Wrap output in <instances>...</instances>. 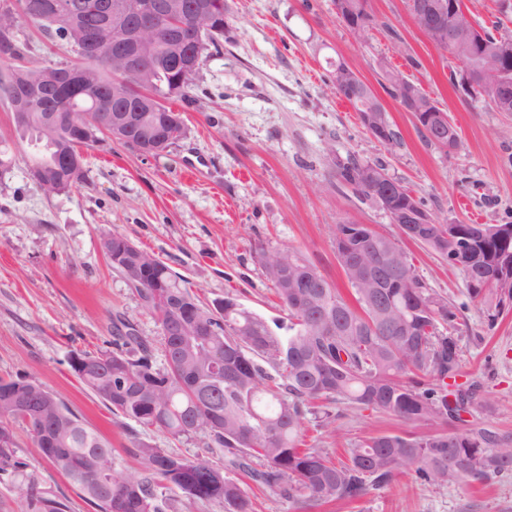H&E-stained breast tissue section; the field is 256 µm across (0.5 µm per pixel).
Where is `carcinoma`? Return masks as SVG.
Listing matches in <instances>:
<instances>
[{"instance_id":"obj_1","label":"carcinoma","mask_w":512,"mask_h":512,"mask_svg":"<svg viewBox=\"0 0 512 512\" xmlns=\"http://www.w3.org/2000/svg\"><path fill=\"white\" fill-rule=\"evenodd\" d=\"M85 5L89 26L106 0H9L0 5V91L40 97L57 87L52 111L59 120L58 139L39 142L42 117L15 122L29 139V172L49 193L67 191L72 160H84L85 149L101 141L112 99L136 105L148 120L164 127L177 119L176 138L185 135L180 113L166 105L187 99L190 87L177 89L168 61L170 33L161 31L147 64L154 71L149 87L119 71L122 49L99 45L94 33L77 46L64 35L70 22L68 3ZM209 20L196 37L201 60L208 47L227 40L228 0H208ZM341 20L354 25L374 23L367 0H348ZM36 28L50 42L61 41L75 61L53 67L27 59L29 45L18 23ZM336 94L356 111L372 89L354 71L334 79ZM427 140L440 149L459 147L455 127L443 114L439 124L422 123ZM383 166L349 161L338 166L345 183L381 208L415 209L409 189L383 200L369 189L370 174ZM403 234L439 255L466 276L470 298L496 300L501 311L512 303V288L492 280L512 257V241L497 237L490 224L403 225ZM463 237L469 250L454 255L449 239ZM336 251L357 252L387 264L389 287L378 291L350 274L355 303L347 302L326 277L297 250L263 252L260 262L275 294L288 310V323L272 329L257 314L231 297L210 306L154 255L139 257L152 264L146 280L132 283L158 326L164 366L151 359L152 338L116 318V348L77 352L78 379L112 410L145 428L175 438L204 433L222 459H185L152 444L135 441L130 454L141 468L119 473L112 448L57 396L41 385L0 379V471L11 469L25 489V512H69L68 505L15 459L14 426L32 435L48 428L57 442L43 448L47 461L81 493L95 512H167L164 490L190 500L216 501L224 512H251L247 489L237 477L245 473L256 485L287 501L298 512L321 504L361 499L389 486L399 475L439 490L464 480L480 483L512 471V435L494 427H462V414L487 411L478 386L448 389L461 369V348L454 336L458 308L433 292L417 275L408 255L393 240L357 224H338ZM341 403L351 409H372L401 421L456 427L425 435L385 433L368 436L345 449L346 460L333 462L322 448H306V423L336 431L340 414L317 402Z\"/></svg>"}]
</instances>
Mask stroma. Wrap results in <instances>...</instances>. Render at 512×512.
Masks as SVG:
<instances>
[{"mask_svg": "<svg viewBox=\"0 0 512 512\" xmlns=\"http://www.w3.org/2000/svg\"><path fill=\"white\" fill-rule=\"evenodd\" d=\"M230 42L209 50L187 100H171L185 137L159 154L109 140L86 149L84 177L45 193L25 160L0 174V378L40 384L67 402L106 440L118 471L139 469L129 452L140 439L168 453H207L204 435L175 438L113 412L74 375V351L112 349L122 317L153 337L154 365L164 363L159 326L135 288L102 248L117 232L154 254L205 303L232 297L267 322L287 320L258 255L292 247L345 300L353 291L336 263V225H371L397 240L438 295L461 305L455 334L460 382L477 381L491 407L474 423L512 433V309L470 299L464 273L423 244L403 237L387 214L337 177L354 157L382 163L423 208L450 224H512V112H497L450 79L461 62L414 22L407 0H367L375 23L354 36L334 0H229ZM345 63L368 84L400 137L394 149L374 141L358 112L336 94L330 63ZM400 70L447 111L461 139L444 154L428 143L386 90ZM383 413L349 411L335 433L307 423V438L328 453L374 434L410 431ZM16 455L42 484L93 512L80 492L40 454L26 428ZM312 512H512V475L488 485L447 490L402 476L386 490Z\"/></svg>", "mask_w": 512, "mask_h": 512, "instance_id": "1", "label": "stroma"}]
</instances>
